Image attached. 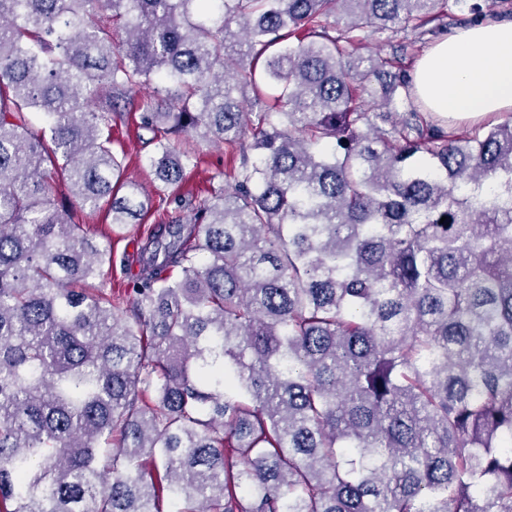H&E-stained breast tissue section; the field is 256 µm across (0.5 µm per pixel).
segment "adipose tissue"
<instances>
[{"mask_svg": "<svg viewBox=\"0 0 512 512\" xmlns=\"http://www.w3.org/2000/svg\"><path fill=\"white\" fill-rule=\"evenodd\" d=\"M412 85L442 118L512 112V19L488 18L439 39L417 62Z\"/></svg>", "mask_w": 512, "mask_h": 512, "instance_id": "adipose-tissue-1", "label": "adipose tissue"}]
</instances>
